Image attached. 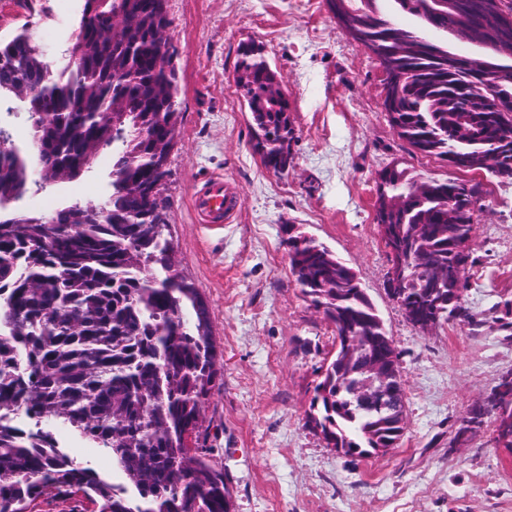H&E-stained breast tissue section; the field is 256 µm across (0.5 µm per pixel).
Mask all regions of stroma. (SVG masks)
Returning a JSON list of instances; mask_svg holds the SVG:
<instances>
[{"label":"stroma","instance_id":"35a3bbf8","mask_svg":"<svg viewBox=\"0 0 512 512\" xmlns=\"http://www.w3.org/2000/svg\"><path fill=\"white\" fill-rule=\"evenodd\" d=\"M183 118L168 164L169 231L181 274L210 314L221 383L209 401L213 461L231 479L234 512H512V456L494 422L465 445L455 432L497 377L512 370V179L490 172L475 218L464 304L485 327L450 320L424 334L386 290L387 252L374 223L376 173L393 160L438 180L443 162L411 154L382 108L375 58L338 28L325 0H167ZM80 0L58 21L54 0H0V37L56 28L63 54ZM255 42L281 77L295 129L287 174L251 147L248 109L232 73ZM222 175L241 196L230 223H199L190 196ZM109 154L81 178L31 184L23 201L55 210L111 189ZM296 224L354 268L400 354L404 435L387 454L348 456L308 427L317 369L334 331L302 294L282 228Z\"/></svg>","mask_w":512,"mask_h":512}]
</instances>
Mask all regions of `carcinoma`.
I'll return each mask as SVG.
<instances>
[{
    "label": "carcinoma",
    "mask_w": 512,
    "mask_h": 512,
    "mask_svg": "<svg viewBox=\"0 0 512 512\" xmlns=\"http://www.w3.org/2000/svg\"><path fill=\"white\" fill-rule=\"evenodd\" d=\"M379 0H340L344 31L389 75L392 125L408 148L425 157L482 168L512 178V66L477 78L456 66L448 45L421 26L466 36L483 19L487 50L512 45V26L483 14L484 0H394L421 26L398 24ZM148 0H82L71 49L86 58L50 64L24 25L0 39V98L20 99L33 132L39 179L81 177L112 149L111 193L99 204L73 202L45 215L19 206L32 166L24 150L0 148V512H34L52 494L61 502L83 495L97 512H229L224 470L206 447V411L220 388L208 307L179 272L169 239L168 205L157 158L168 119L180 118L175 63L161 58ZM233 80L247 106L252 150L288 172L295 129L278 72L263 48L238 49ZM376 225L407 261L397 291L400 307L426 313L457 298L444 320L481 326L463 305L474 224L461 209L479 182L424 178L404 163L377 182ZM289 268L302 294L341 336L389 340L352 267L303 231L288 234ZM358 352L337 351L320 366L310 417L327 439L350 454L393 448L405 419L376 408ZM22 413L35 426L56 422L105 449L124 480L116 484L91 466L29 448L1 422Z\"/></svg>",
    "instance_id": "1"
}]
</instances>
